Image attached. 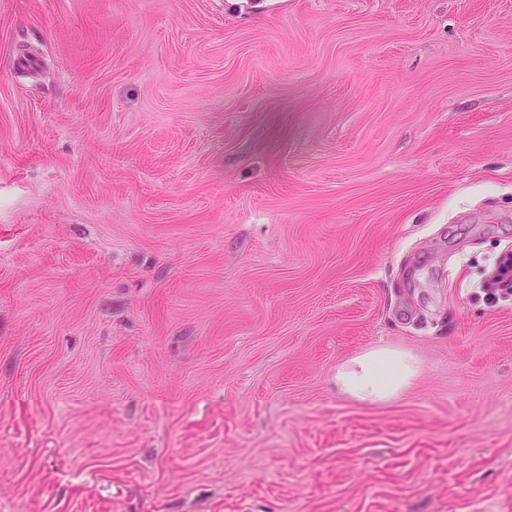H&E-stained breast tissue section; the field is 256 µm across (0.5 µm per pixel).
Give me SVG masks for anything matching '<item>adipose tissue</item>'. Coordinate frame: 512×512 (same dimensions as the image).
I'll return each instance as SVG.
<instances>
[{"mask_svg":"<svg viewBox=\"0 0 512 512\" xmlns=\"http://www.w3.org/2000/svg\"><path fill=\"white\" fill-rule=\"evenodd\" d=\"M418 370L407 351L390 346L374 347L337 368L336 391L362 403H389L411 388Z\"/></svg>","mask_w":512,"mask_h":512,"instance_id":"obj_1","label":"adipose tissue"}]
</instances>
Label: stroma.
I'll return each instance as SVG.
<instances>
[{"instance_id": "1", "label": "stroma", "mask_w": 512, "mask_h": 512, "mask_svg": "<svg viewBox=\"0 0 512 512\" xmlns=\"http://www.w3.org/2000/svg\"><path fill=\"white\" fill-rule=\"evenodd\" d=\"M510 251L512 0H0V512H512ZM418 370V364L407 351L374 347L337 368L336 392L362 403H390L411 388Z\"/></svg>"}]
</instances>
